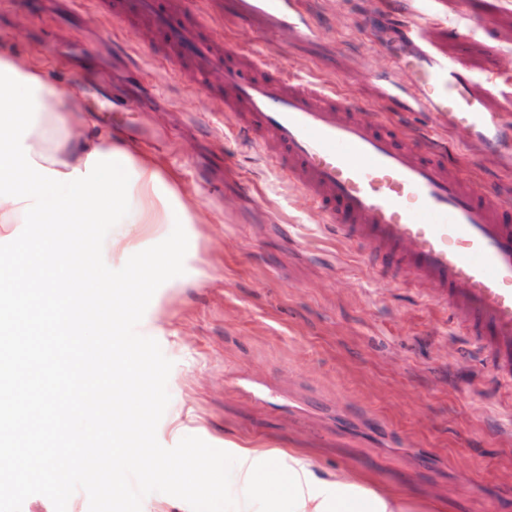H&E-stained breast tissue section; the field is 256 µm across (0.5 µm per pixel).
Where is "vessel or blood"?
<instances>
[{
	"mask_svg": "<svg viewBox=\"0 0 512 512\" xmlns=\"http://www.w3.org/2000/svg\"><path fill=\"white\" fill-rule=\"evenodd\" d=\"M88 0L105 17L150 36L153 55L191 89L223 94L225 112L249 142H274L268 163L287 172L337 240L367 249L388 280L428 288L512 386V200L475 192L432 132H406L384 117L362 121L358 106L313 79L271 72L250 50H231L211 22L232 5L268 34L311 40L305 0ZM391 50L410 69L416 106L462 127L512 159V121L485 104V84L403 28Z\"/></svg>",
	"mask_w": 512,
	"mask_h": 512,
	"instance_id": "1",
	"label": "vessel or blood"
}]
</instances>
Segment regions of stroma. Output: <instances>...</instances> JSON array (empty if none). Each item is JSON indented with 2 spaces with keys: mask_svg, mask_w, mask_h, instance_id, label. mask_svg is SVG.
<instances>
[{
  "mask_svg": "<svg viewBox=\"0 0 512 512\" xmlns=\"http://www.w3.org/2000/svg\"><path fill=\"white\" fill-rule=\"evenodd\" d=\"M0 0V52L43 64L52 84L87 104L91 125L119 133L174 178L202 221L186 225L185 273L154 294L137 327L174 366L161 445L194 435L233 447L306 453L321 474L446 512H512V392L466 353L450 316L422 288L386 280L365 250L328 233L312 201L240 139L222 99L189 89L156 61L146 37L71 0ZM320 40L263 36L233 15L227 47L253 49L270 70L312 77L356 100L370 119L433 131L467 146L481 191L512 170L467 145L430 112L380 100L396 73L395 20L473 73L512 80V0H310ZM463 24L459 36L450 26Z\"/></svg>",
  "mask_w": 512,
  "mask_h": 512,
  "instance_id": "stroma-1",
  "label": "stroma"
}]
</instances>
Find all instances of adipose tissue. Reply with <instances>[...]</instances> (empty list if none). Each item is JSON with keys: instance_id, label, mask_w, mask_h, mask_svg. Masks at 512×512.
Returning a JSON list of instances; mask_svg holds the SVG:
<instances>
[{"instance_id": "adipose-tissue-1", "label": "adipose tissue", "mask_w": 512, "mask_h": 512, "mask_svg": "<svg viewBox=\"0 0 512 512\" xmlns=\"http://www.w3.org/2000/svg\"><path fill=\"white\" fill-rule=\"evenodd\" d=\"M0 64L40 82L38 122L25 140L37 164L64 175L84 169L89 154L94 152L118 153L129 158L138 175L133 190L134 216L122 220L114 237L107 242V250L142 247L149 229L176 218L184 224L197 223L192 204L147 155L133 151L111 131H88L80 96L50 84L41 68L18 56L0 54ZM259 458L266 465L261 473L255 469ZM234 468L239 497L245 500L257 495L284 497L288 500V512H419L417 506L398 495L370 489L350 477H321L309 459L294 450L261 453L254 448H242L235 456Z\"/></svg>"}]
</instances>
